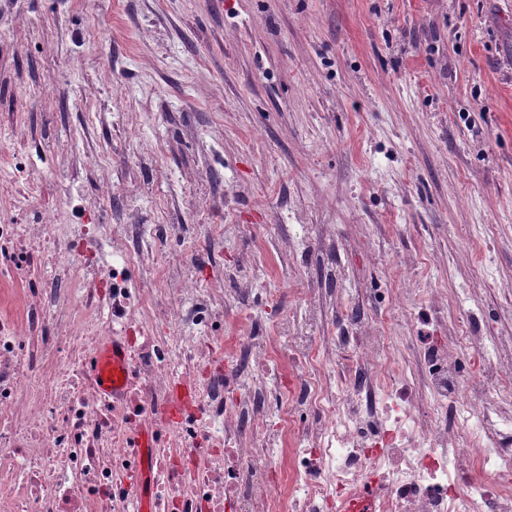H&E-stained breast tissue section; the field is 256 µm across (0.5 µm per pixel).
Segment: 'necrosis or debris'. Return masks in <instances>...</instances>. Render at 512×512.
I'll return each instance as SVG.
<instances>
[{"label":"necrosis or debris","instance_id":"1","mask_svg":"<svg viewBox=\"0 0 512 512\" xmlns=\"http://www.w3.org/2000/svg\"><path fill=\"white\" fill-rule=\"evenodd\" d=\"M104 234L121 260L99 266L76 243L95 230L57 209L0 221V512H136L146 464L151 512H336L370 477L374 512H512V446L486 398L512 379V336L467 384L456 348L482 350L476 317L399 369L361 312L328 338L288 319L275 338L187 336L223 321V284L163 270L138 225ZM116 338L106 396L92 366ZM278 364L293 381L271 397Z\"/></svg>","mask_w":512,"mask_h":512}]
</instances>
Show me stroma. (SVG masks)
Listing matches in <instances>:
<instances>
[{
	"instance_id": "stroma-1",
	"label": "stroma",
	"mask_w": 512,
	"mask_h": 512,
	"mask_svg": "<svg viewBox=\"0 0 512 512\" xmlns=\"http://www.w3.org/2000/svg\"><path fill=\"white\" fill-rule=\"evenodd\" d=\"M0 125L64 222L144 225L172 267L222 280L250 319L212 335H272L309 288L331 335L411 255L404 307L455 301L422 332L480 315L489 359L512 336V0H0Z\"/></svg>"
}]
</instances>
